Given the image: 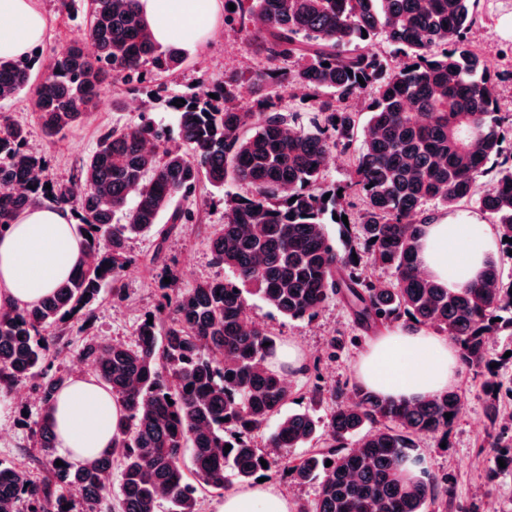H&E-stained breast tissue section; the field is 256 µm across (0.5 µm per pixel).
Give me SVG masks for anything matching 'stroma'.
<instances>
[{"instance_id":"stroma-1","label":"stroma","mask_w":512,"mask_h":512,"mask_svg":"<svg viewBox=\"0 0 512 512\" xmlns=\"http://www.w3.org/2000/svg\"><path fill=\"white\" fill-rule=\"evenodd\" d=\"M39 5L48 21L47 38L38 48L45 58L53 49L80 38L85 26L84 12L81 0H73L67 9L62 7L61 0H39ZM509 11L512 12V0H479L478 21L470 34L474 49L499 77L498 107L505 117H512V41L501 36L498 21ZM284 67L283 61L257 56L244 40L220 29L204 46L187 51L184 64L163 78L156 99H147L144 93L130 90L122 81L107 79L96 111L54 139L43 136L26 95L0 101V113L27 126L29 140L44 160L46 178L59 184L67 182L74 168L95 149L100 135L112 125L136 121L139 113L145 111L168 130L171 143H178L177 114L168 104L171 96L223 83L234 72ZM238 191V186L232 184L221 192L203 186L190 200L198 221L170 236L162 260L169 275L177 278L180 285H191L202 277H230L228 268L213 264L209 242L224 222L225 193ZM154 247L155 238L151 235L132 240L129 251L134 261L122 276V293L116 296L111 289H104L89 326L72 321L52 328L57 343L50 356L49 375L74 378L91 374V367L81 358L83 346L89 340L104 338L134 344L137 325L155 311L163 293L164 280L148 263ZM248 316L280 342L295 344L304 360L303 369L287 376L289 397L283 413L307 411L325 417L327 404L312 398L314 383L328 387L337 382H355L357 364L369 337H358L347 309L338 301L329 303L313 319L296 320L282 316L252 295L248 298ZM42 382L39 376L28 378L0 393V461L26 468L36 481L44 476L37 461L40 450L34 435V423L42 412ZM481 383V376L460 367L456 388L463 397V406L451 433L445 439L429 436L420 441L426 469L447 478L453 490L452 498L436 512H512V474L501 476L493 484L485 478L489 448L498 430L485 415ZM268 435L264 428L251 436L259 453L270 463L268 484L294 503L313 500L319 490L318 482L293 483L286 472L282 451L268 447Z\"/></svg>"}]
</instances>
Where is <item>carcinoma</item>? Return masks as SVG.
<instances>
[{
    "label": "carcinoma",
    "instance_id": "1",
    "mask_svg": "<svg viewBox=\"0 0 512 512\" xmlns=\"http://www.w3.org/2000/svg\"><path fill=\"white\" fill-rule=\"evenodd\" d=\"M83 2L94 54L74 41L44 63L0 59V101L27 93L49 139L89 118L108 76L143 84L184 62L178 49L153 43L137 0ZM476 2L224 0L226 30L269 59L291 61L288 82L317 102L309 126L295 127L271 95H259L253 72L241 71L221 88L180 95L177 146L143 112L138 123L105 131L68 186L46 188L26 127L0 113V232L46 202L74 215L85 255L41 301L0 307V389L41 373L47 328L67 319L88 323L103 288L121 293L132 238L157 237L153 266L178 226L195 223L188 201L199 187L247 188L227 195L224 224L210 244L232 278L173 282L166 314L143 320L134 346H84L95 377L125 410L112 453L56 465L49 416L68 379L51 377L35 422L46 476L37 483L0 462V512H19L21 502L26 512H75L79 503L83 512H159L164 502L169 512H201L200 493L226 488L231 476L252 483L263 467L250 437L280 414L289 393L284 367L273 363L276 340L249 320L248 294L291 319H311L339 297L366 333L402 323L451 338L467 365L485 371L486 416L500 427L487 479L512 472V413L501 406L503 384L491 368L498 362L493 338L512 336V280L504 282L491 261L476 285L450 292L418 264L430 203L450 210L474 204L499 237L512 239V151L503 146L494 75L468 38ZM378 36L404 59L392 64L351 48ZM369 89L363 123L347 101ZM325 91L332 97L321 99ZM243 93L257 95L252 107L239 103ZM357 142L348 180L323 184L326 158ZM329 224L339 227L342 253ZM329 399L326 420L289 414L268 435V446L285 452L317 444L287 466L297 484L319 479L317 497L298 512H428L448 500L447 479L423 468L417 450L423 436L448 437L462 405L457 390L394 401L339 382Z\"/></svg>",
    "mask_w": 512,
    "mask_h": 512
}]
</instances>
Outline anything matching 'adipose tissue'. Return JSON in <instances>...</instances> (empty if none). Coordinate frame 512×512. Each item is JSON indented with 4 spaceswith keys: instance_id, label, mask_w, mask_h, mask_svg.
Returning a JSON list of instances; mask_svg holds the SVG:
<instances>
[{
    "instance_id": "obj_1",
    "label": "adipose tissue",
    "mask_w": 512,
    "mask_h": 512,
    "mask_svg": "<svg viewBox=\"0 0 512 512\" xmlns=\"http://www.w3.org/2000/svg\"><path fill=\"white\" fill-rule=\"evenodd\" d=\"M223 0H138L154 42L193 49L219 25ZM47 19L38 0H0V58L20 59L41 44ZM494 230L466 213L429 217L421 239L423 272L449 289L476 281L494 253ZM83 259L69 210L37 204L0 233V303H36ZM459 351L447 336L425 328L391 327L371 342L357 366L363 387L385 398L423 400L454 387ZM124 416L122 405L95 378L73 380L50 414L59 457L74 464L110 450ZM295 505L268 483L226 493L214 512H294Z\"/></svg>"
}]
</instances>
